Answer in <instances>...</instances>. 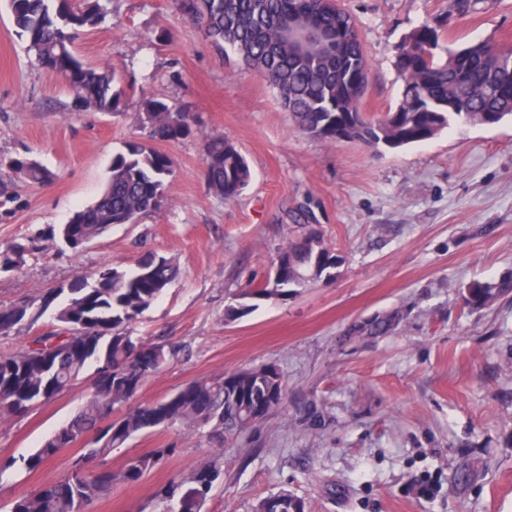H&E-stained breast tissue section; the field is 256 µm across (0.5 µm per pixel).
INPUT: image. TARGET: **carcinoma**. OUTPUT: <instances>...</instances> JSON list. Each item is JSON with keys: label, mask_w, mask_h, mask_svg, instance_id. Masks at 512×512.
Instances as JSON below:
<instances>
[{"label": "carcinoma", "mask_w": 512, "mask_h": 512, "mask_svg": "<svg viewBox=\"0 0 512 512\" xmlns=\"http://www.w3.org/2000/svg\"><path fill=\"white\" fill-rule=\"evenodd\" d=\"M9 0L10 12L28 50L59 75L84 109L120 112L125 88L114 70L85 64L73 49L77 31L96 25L103 16L100 0ZM179 10L220 53H233L257 70L279 97L297 127L328 141H358L400 149L434 138L457 122L493 126L512 115V50L479 40L450 51L439 45L447 19L434 18L412 30L396 47L394 66L403 80L397 107L383 119L362 110L369 64L359 28L336 0H174ZM143 136L125 144L112 157L102 193L66 224L51 226L28 243L0 251V272H8L38 249V241L59 239L74 252L112 224H134L161 208L165 185L173 174L171 156L148 142L176 143L195 133L194 118L158 94L143 95ZM206 179L211 191L225 199L249 184L251 169L244 155L222 134L205 136ZM9 168L30 183L42 184L51 174L29 157H16ZM278 258L285 262L281 287L266 281L245 289L224 317L234 320L247 300H272L303 288L314 279L330 280L336 256L320 236L305 233L289 241ZM179 275L164 257L146 255L131 270L103 264L90 276L76 275L65 286L36 300L0 305V333L38 319L56 309L61 334L38 336L9 354H0V418L26 413L78 381L89 367L106 391L95 392L79 414L37 451L23 459L29 471L39 469L66 445L99 429L108 404L124 406L149 377L158 373L173 352L163 343L134 342L127 327L156 301ZM491 288L469 289V304L488 305ZM167 406L140 404L100 437L104 453L135 435L160 426L207 427L216 435H232L254 424L259 402L268 412L280 408L283 375L271 378L262 368L198 379L173 392ZM172 453L156 448L127 458L114 472L71 471L38 491L14 497L7 512H84L85 506L112 490L114 483L134 484ZM221 475L219 458L176 478L161 494L162 512H201ZM305 512L304 503L283 490L262 499L257 512Z\"/></svg>", "instance_id": "cac0c4a2"}]
</instances>
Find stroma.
<instances>
[{"mask_svg": "<svg viewBox=\"0 0 512 512\" xmlns=\"http://www.w3.org/2000/svg\"><path fill=\"white\" fill-rule=\"evenodd\" d=\"M356 21L369 61L362 108L395 109L402 38L444 16L454 48L512 44V0H483L471 16L449 0H339ZM86 64L109 66L128 87L123 111L84 110L15 34L0 0V247L67 223L103 189L113 155L141 136V95L154 92L200 127L161 144L175 161L159 211L115 224L74 253L40 242L16 271L0 273V304L38 298L101 263L132 268L143 254L172 259L180 277L129 331L174 357L137 402L246 368L275 366L286 401L251 428L209 439L175 426L140 434L106 455L87 433L38 470L0 479V508L68 473L120 470L132 455L171 454L135 484H115L86 512H159L157 491L222 457L202 512H254L288 490L308 512H512V120L457 124L403 149L330 143L295 128L259 73L228 65L172 0H110L103 22L74 44ZM219 132L248 160L252 179L234 200L205 179L204 136ZM28 155L50 170L45 185L17 178ZM315 230L341 263L287 300L257 302L228 321L225 308L265 281L289 238ZM496 294L468 304L471 288ZM392 319L390 330L371 325ZM94 371L25 415L0 421V457L22 459L68 421L93 391Z\"/></svg>", "mask_w": 512, "mask_h": 512, "instance_id": "35a3bbf8", "label": "stroma"}]
</instances>
